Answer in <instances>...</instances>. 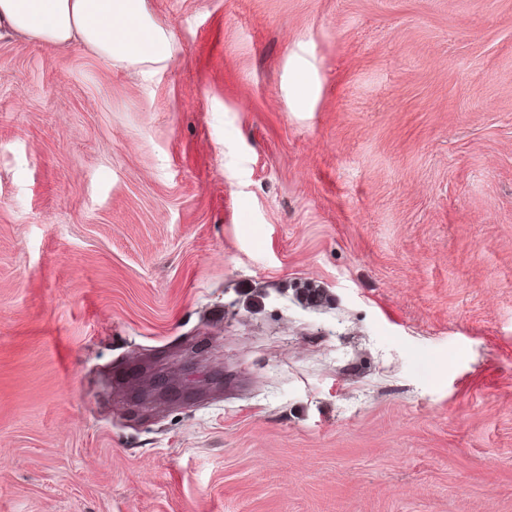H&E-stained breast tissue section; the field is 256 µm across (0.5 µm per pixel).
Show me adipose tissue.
Instances as JSON below:
<instances>
[{"mask_svg":"<svg viewBox=\"0 0 512 512\" xmlns=\"http://www.w3.org/2000/svg\"><path fill=\"white\" fill-rule=\"evenodd\" d=\"M144 0H0V40L85 46L104 59L161 60L164 37L142 19Z\"/></svg>","mask_w":512,"mask_h":512,"instance_id":"ef3b65f1","label":"adipose tissue"}]
</instances>
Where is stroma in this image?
I'll list each match as a JSON object with an SVG mask.
<instances>
[{
	"label": "stroma",
	"instance_id": "35a3bbf8",
	"mask_svg": "<svg viewBox=\"0 0 512 512\" xmlns=\"http://www.w3.org/2000/svg\"><path fill=\"white\" fill-rule=\"evenodd\" d=\"M0 41V512H512V0H145ZM145 0H0V40L28 38L67 47L80 44L112 61L116 54L156 62L165 38L142 19ZM132 30L133 36L111 35Z\"/></svg>",
	"mask_w": 512,
	"mask_h": 512
}]
</instances>
